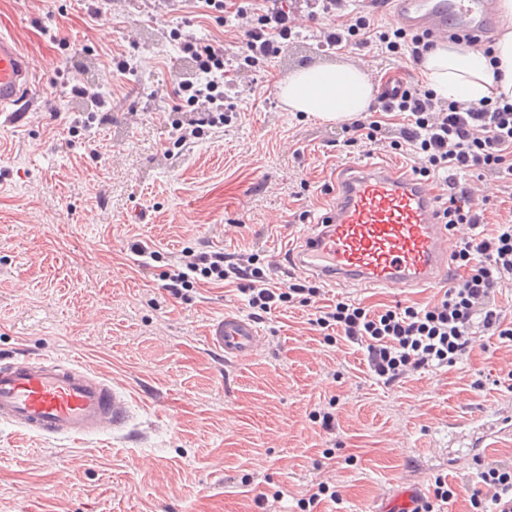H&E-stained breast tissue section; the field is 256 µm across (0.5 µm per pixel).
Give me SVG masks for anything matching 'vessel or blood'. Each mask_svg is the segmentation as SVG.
<instances>
[{
	"mask_svg": "<svg viewBox=\"0 0 512 512\" xmlns=\"http://www.w3.org/2000/svg\"><path fill=\"white\" fill-rule=\"evenodd\" d=\"M406 29L486 37L497 23L492 0H390ZM35 76L17 41L0 32V123L31 95ZM451 228L434 182L405 168L352 163L336 172V195L284 258L328 287L402 291L447 283ZM207 341L230 358L252 355L259 331L246 317L215 319ZM128 402L109 380L72 361L25 356L0 362V422L41 437L77 440L122 428Z\"/></svg>",
	"mask_w": 512,
	"mask_h": 512,
	"instance_id": "obj_1",
	"label": "vessel or blood"
}]
</instances>
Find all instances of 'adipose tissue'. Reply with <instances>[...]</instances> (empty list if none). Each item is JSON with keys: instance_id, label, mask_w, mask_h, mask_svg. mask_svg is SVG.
<instances>
[{"instance_id": "1", "label": "adipose tissue", "mask_w": 512, "mask_h": 512, "mask_svg": "<svg viewBox=\"0 0 512 512\" xmlns=\"http://www.w3.org/2000/svg\"><path fill=\"white\" fill-rule=\"evenodd\" d=\"M421 73L433 92L444 99L512 102V27L489 53L453 43L435 47L426 54ZM281 94L293 111L337 122L367 111L375 89L363 70L342 64L300 69L282 87Z\"/></svg>"}]
</instances>
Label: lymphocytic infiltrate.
I'll use <instances>...</instances> for the list:
<instances>
[{
  "label": "lymphocytic infiltrate",
  "mask_w": 512,
  "mask_h": 512,
  "mask_svg": "<svg viewBox=\"0 0 512 512\" xmlns=\"http://www.w3.org/2000/svg\"><path fill=\"white\" fill-rule=\"evenodd\" d=\"M206 8L222 11L224 24L241 43L240 63L224 67V43L188 39L181 50L195 63L194 79L175 82L176 99L204 112L224 109V87L237 82L245 68L261 69L282 52L290 39L294 19L284 0H203ZM351 0H314L317 15L332 16L323 33L325 45L340 51L356 44L421 64L436 41L426 31L386 26L351 9ZM375 112H401L407 123L391 140L392 149L409 148L417 164L413 171L427 177L443 173L448 188L442 204L448 224L478 227L481 214L470 206V192L459 174L494 173L512 177V103L444 101L415 80L401 79L386 86L371 106ZM454 259L463 273L443 295L423 306L372 311L345 301L334 307L314 305L321 289L306 280L288 287L272 286L270 277L255 265L254 256L224 257L222 252H195L187 248L168 263L162 277L174 298H184L200 280L241 281L253 317L262 318L280 303L310 308L312 325L335 330L339 337L363 349L370 370L385 384L413 372L451 366L469 350L472 336L488 333L512 341V327L504 325L495 294L512 284V219L492 232L480 231L456 245ZM483 490L470 502L480 507L490 498L495 512H512V466L484 468Z\"/></svg>",
  "instance_id": "1"
}]
</instances>
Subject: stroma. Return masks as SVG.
Listing matches in <instances>:
<instances>
[{
  "label": "stroma",
  "mask_w": 512,
  "mask_h": 512,
  "mask_svg": "<svg viewBox=\"0 0 512 512\" xmlns=\"http://www.w3.org/2000/svg\"><path fill=\"white\" fill-rule=\"evenodd\" d=\"M0 0L36 73L35 105L0 126V355L62 357L109 379L129 400L126 427L83 440H42L0 423V512H301L317 481L339 498L313 512H386L415 486L433 497L445 477L470 512L478 471L459 469L476 418L512 407V345L475 337L454 366L386 386L358 346L329 343L308 308L280 306L256 326L250 358L225 360L206 336L224 312L249 315L235 283L201 282L173 298L160 274L184 248L278 255L331 197L336 168L362 159L399 167L386 144L339 147V123L288 109L295 70L351 64L405 77L401 59L353 46L324 49L328 19L305 22L287 50L246 71L221 123L176 109L171 94L193 62L187 38L227 41L224 15L194 0ZM130 64L116 74L114 54ZM67 69L100 92L101 108L57 78ZM485 229L512 218V180L468 177ZM159 252L146 262L137 247ZM438 288L324 289L317 305L382 310L440 297ZM331 409L333 431L318 411ZM334 458H327V449Z\"/></svg>",
  "instance_id": "1"
}]
</instances>
